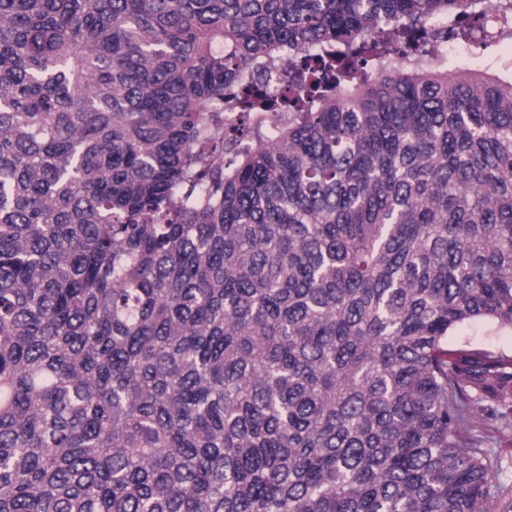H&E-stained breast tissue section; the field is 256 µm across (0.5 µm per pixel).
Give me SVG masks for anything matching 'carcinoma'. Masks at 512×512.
I'll return each instance as SVG.
<instances>
[{
  "label": "carcinoma",
  "instance_id": "obj_1",
  "mask_svg": "<svg viewBox=\"0 0 512 512\" xmlns=\"http://www.w3.org/2000/svg\"><path fill=\"white\" fill-rule=\"evenodd\" d=\"M482 6L0 0V512H512ZM421 29L423 39L414 43L401 44L398 51L389 57L388 67L428 66L448 59L444 66L449 70L476 69L478 64L483 69L488 56H498L502 53L498 47L485 51L482 48H472L469 56L459 58L454 52L448 54L451 51L449 48L451 43L445 34V26H441L437 21H427L422 24ZM448 343H468L512 355V329H502L488 321L476 320L454 330L448 337Z\"/></svg>",
  "mask_w": 512,
  "mask_h": 512
}]
</instances>
